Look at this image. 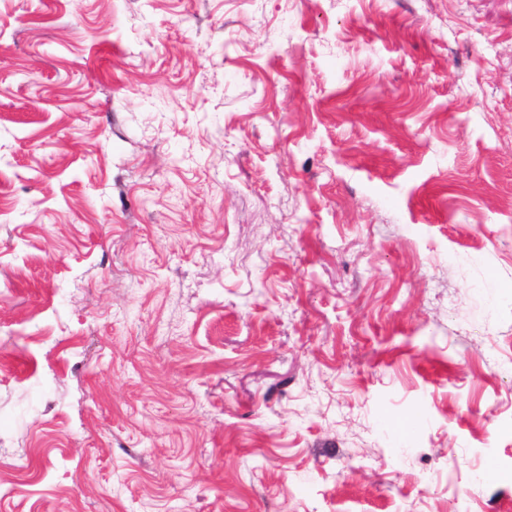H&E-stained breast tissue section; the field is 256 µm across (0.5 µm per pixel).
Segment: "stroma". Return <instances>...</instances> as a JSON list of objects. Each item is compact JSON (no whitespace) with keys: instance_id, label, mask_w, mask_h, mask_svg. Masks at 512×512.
I'll return each mask as SVG.
<instances>
[{"instance_id":"stroma-1","label":"stroma","mask_w":512,"mask_h":512,"mask_svg":"<svg viewBox=\"0 0 512 512\" xmlns=\"http://www.w3.org/2000/svg\"><path fill=\"white\" fill-rule=\"evenodd\" d=\"M0 512H512V0H0Z\"/></svg>"}]
</instances>
